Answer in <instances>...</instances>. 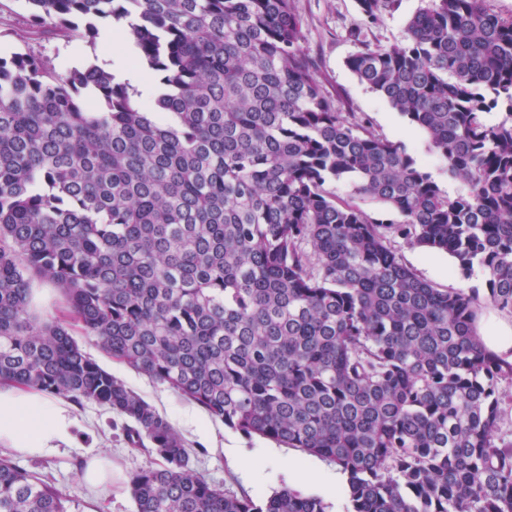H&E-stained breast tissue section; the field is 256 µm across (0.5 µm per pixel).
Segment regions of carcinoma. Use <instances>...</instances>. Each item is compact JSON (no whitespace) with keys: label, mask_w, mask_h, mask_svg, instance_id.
<instances>
[{"label":"carcinoma","mask_w":512,"mask_h":512,"mask_svg":"<svg viewBox=\"0 0 512 512\" xmlns=\"http://www.w3.org/2000/svg\"><path fill=\"white\" fill-rule=\"evenodd\" d=\"M32 26L124 38L164 88L147 99L92 64L59 74L0 57V380L93 401L158 455L136 512H329L284 488L254 497L189 465L169 422L89 356L165 383L212 419L334 463L350 512H512L500 384L481 343L512 317V18L427 0L397 43L347 60L427 137L462 189L326 95L295 0H27ZM371 25L397 0H357ZM505 110L491 123L486 115ZM397 219L340 200L331 184ZM444 252L487 288H438L397 241ZM72 321L41 320L34 280ZM0 512H80L0 455Z\"/></svg>","instance_id":"obj_1"}]
</instances>
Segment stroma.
<instances>
[{
	"label": "stroma",
	"mask_w": 512,
	"mask_h": 512,
	"mask_svg": "<svg viewBox=\"0 0 512 512\" xmlns=\"http://www.w3.org/2000/svg\"><path fill=\"white\" fill-rule=\"evenodd\" d=\"M425 5L426 0H398L395 11L385 15L380 24L369 27L364 23L356 0L296 2L305 46L316 76L336 106L341 111L368 118L378 134L404 144L433 172L442 188L453 193L459 190L460 184L448 179L442 162L426 152L424 133L410 126L384 99L361 84L346 64L365 44L390 45L402 41L408 20ZM17 53L38 55L61 73L92 63L106 68L112 65L111 47L101 43L91 46L78 38L66 40L53 35L46 27L35 29L26 0H0V56L8 58ZM400 252L408 266L438 287L481 289L485 286L482 270H474L470 278H461L455 274L448 255L427 253L405 245ZM78 342L101 366L169 421L192 450L191 467L210 481L252 495L267 496L287 487L285 471L289 464L309 462V455L298 449L285 448L259 437L244 438L211 419L166 384L113 361L98 348L94 337L82 335ZM75 414L79 427L78 440L73 447L44 458L18 456L14 462L20 468L48 475L64 493L80 500L82 512L91 509L87 492L79 483V466L87 458L100 452L109 454L125 482L142 468L162 466L161 458L127 443L123 418L108 408L87 402L76 407Z\"/></svg>",
	"instance_id": "35a3bbf8"
}]
</instances>
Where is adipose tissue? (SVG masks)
Wrapping results in <instances>:
<instances>
[{
  "label": "adipose tissue",
  "instance_id": "ef3b65f1",
  "mask_svg": "<svg viewBox=\"0 0 512 512\" xmlns=\"http://www.w3.org/2000/svg\"><path fill=\"white\" fill-rule=\"evenodd\" d=\"M77 421L69 401L0 381V448L33 458L72 445Z\"/></svg>",
  "mask_w": 512,
  "mask_h": 512
}]
</instances>
